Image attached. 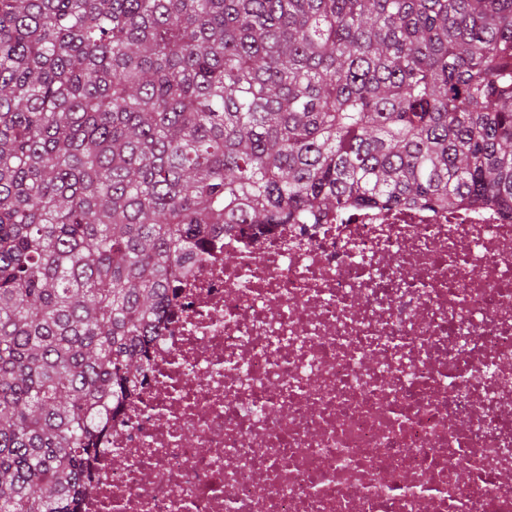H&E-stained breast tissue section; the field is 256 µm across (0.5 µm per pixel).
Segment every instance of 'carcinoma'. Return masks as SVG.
Instances as JSON below:
<instances>
[{"label": "carcinoma", "mask_w": 512, "mask_h": 512, "mask_svg": "<svg viewBox=\"0 0 512 512\" xmlns=\"http://www.w3.org/2000/svg\"><path fill=\"white\" fill-rule=\"evenodd\" d=\"M512 217V0H0V512H80L226 228Z\"/></svg>", "instance_id": "obj_1"}]
</instances>
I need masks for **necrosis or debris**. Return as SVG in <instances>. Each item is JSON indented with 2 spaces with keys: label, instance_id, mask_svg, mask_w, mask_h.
<instances>
[{
  "label": "necrosis or debris",
  "instance_id": "1",
  "mask_svg": "<svg viewBox=\"0 0 512 512\" xmlns=\"http://www.w3.org/2000/svg\"><path fill=\"white\" fill-rule=\"evenodd\" d=\"M120 400L84 512H512V222L227 231ZM466 479H459V471Z\"/></svg>",
  "mask_w": 512,
  "mask_h": 512
}]
</instances>
